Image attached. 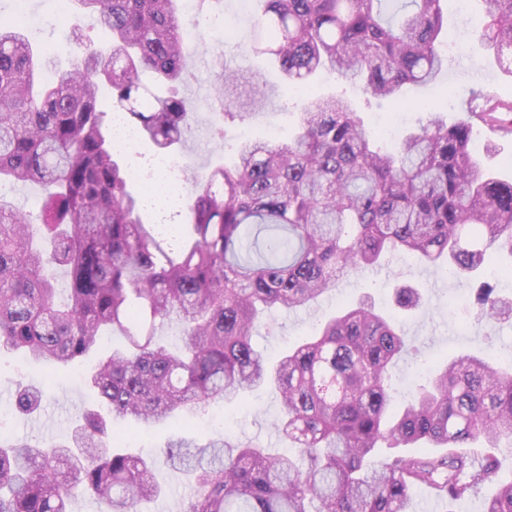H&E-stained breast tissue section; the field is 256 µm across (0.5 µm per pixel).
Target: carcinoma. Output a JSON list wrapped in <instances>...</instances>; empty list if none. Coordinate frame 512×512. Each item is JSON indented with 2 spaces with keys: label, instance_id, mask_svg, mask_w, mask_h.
I'll return each instance as SVG.
<instances>
[{
  "label": "carcinoma",
  "instance_id": "cac0c4a2",
  "mask_svg": "<svg viewBox=\"0 0 512 512\" xmlns=\"http://www.w3.org/2000/svg\"><path fill=\"white\" fill-rule=\"evenodd\" d=\"M180 2L76 0L68 36L79 52L64 64L34 51L20 22H0V182L41 189L37 223L0 198V350L58 367L95 352L106 330L124 338L88 376L98 405L67 440L0 438V512H73L79 497L138 512L162 487L154 458L118 451V426L187 425L263 385L275 388L273 427L293 451L221 435L170 441L165 464L196 482L183 512H408L422 486L446 512L486 488L483 512H512L497 453L512 451V367L488 337L478 355L438 361L401 404L390 371L421 351L367 297L274 361L252 342L262 318L318 302L387 253L465 280L512 256V181L479 161L471 116L449 125L431 110L383 148L350 100L302 95L322 72L361 80L377 100L435 82L447 65L441 0H259L264 41L254 50L303 103L299 125L286 142L239 143L231 163L193 180L185 222L169 237L139 217L102 93L158 149L182 143L191 29ZM482 2L477 41L512 66V0ZM86 15L111 42L87 32ZM145 72L165 95L148 90ZM213 86L217 100L234 99L238 111L223 112L232 119L268 102L227 66ZM475 97L486 100L485 123L512 132V105ZM59 270L69 280L62 302ZM420 301L415 288L396 293L402 310ZM476 304L480 323L512 319V300L485 282ZM166 323L181 327L182 350L158 337ZM42 398L16 384L20 412Z\"/></svg>",
  "mask_w": 512,
  "mask_h": 512
}]
</instances>
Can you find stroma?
Segmentation results:
<instances>
[{"instance_id":"35a3bbf8","label":"stroma","mask_w":512,"mask_h":512,"mask_svg":"<svg viewBox=\"0 0 512 512\" xmlns=\"http://www.w3.org/2000/svg\"><path fill=\"white\" fill-rule=\"evenodd\" d=\"M224 14L237 17V38L226 42L223 36L205 25L204 16L192 17L197 39L187 57L190 80L183 88L184 96L194 107L193 122L187 142L178 152L187 166L188 175L204 168L225 152L231 151L243 137L287 138L299 117L295 99L281 96L283 77L265 57L247 49L255 37L254 20L244 0H224ZM31 13L48 17V24L34 35L35 43L51 44L60 60H67L78 51L76 44L64 37V18L55 14L54 0H27ZM448 30L460 41L449 48L448 69L437 84L406 87L396 102L366 99L358 88L322 78L316 85L319 94L336 93L347 97L356 107L369 134L381 142L391 136L417 128L429 109L438 108L447 122L460 118V101L475 90L487 91L512 99V74L497 65L493 55L476 40L480 25L479 0H446ZM226 65L247 75L258 77L270 95L267 109L242 119L220 121L215 109L212 74L219 65ZM223 124L224 141L211 139L212 125ZM475 143L485 165L505 180H512V133L474 129ZM410 284L420 288L422 307L404 313L405 329L422 351L432 355L459 353L475 348L480 329L469 298L466 281L447 277L436 268L419 265L412 257L389 258L381 272L353 275L337 282L318 304L295 311L276 313L269 324H260L253 342L266 355L274 356L299 336L309 333L323 316L345 303L370 296L379 306L393 307L397 286ZM94 357H87L67 368L53 369L8 352H0V436L21 441L64 440L70 432L75 415L87 402L89 391L83 379L93 368ZM23 382L44 388L42 410L35 415L20 414L14 405L16 383ZM279 408L272 391L260 387L252 391L246 404L215 402L197 413L188 427L160 426L144 430L127 424L125 450L133 454L159 455L175 436L202 440L222 429L231 439H259L270 453L287 448L272 426ZM156 479L164 489L161 497L142 502L140 512H182L185 501L194 493L192 480L168 467H159Z\"/></svg>"}]
</instances>
